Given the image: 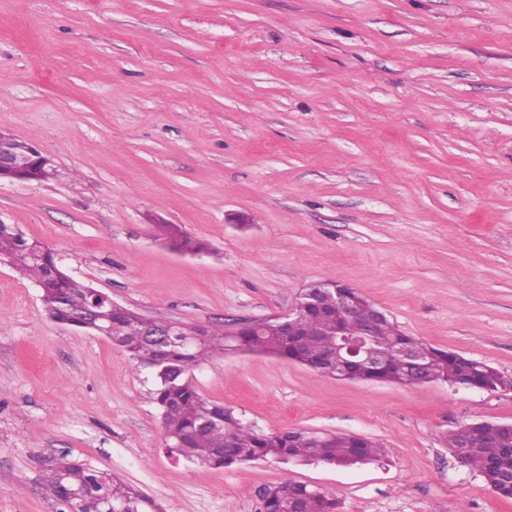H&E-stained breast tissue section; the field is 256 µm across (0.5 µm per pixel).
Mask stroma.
<instances>
[{
  "mask_svg": "<svg viewBox=\"0 0 512 512\" xmlns=\"http://www.w3.org/2000/svg\"><path fill=\"white\" fill-rule=\"evenodd\" d=\"M0 131L55 168L0 180V221L115 303L234 330L339 282L512 378V0H0ZM159 224L207 253L171 250ZM193 381L259 430L359 433L386 456L187 462L151 371L48 318L0 264V512H61L42 488L61 455L150 512H261L286 480L337 493L340 512H512L446 442L512 423V390L236 351Z\"/></svg>",
  "mask_w": 512,
  "mask_h": 512,
  "instance_id": "35a3bbf8",
  "label": "stroma"
}]
</instances>
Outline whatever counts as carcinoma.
<instances>
[{
    "label": "carcinoma",
    "instance_id": "cac0c4a2",
    "mask_svg": "<svg viewBox=\"0 0 512 512\" xmlns=\"http://www.w3.org/2000/svg\"><path fill=\"white\" fill-rule=\"evenodd\" d=\"M0 138L14 141L24 156V163L10 173V179H47L49 164L32 144L2 132ZM156 228L158 236L175 251L207 252L205 243L188 237L177 224H158ZM0 262L39 286L44 310L51 319L94 331L92 323L76 319L88 306L93 288L72 278L41 241L21 233L13 224L0 222ZM108 320L112 341L128 352L137 366L151 369L155 377L153 399L161 411L171 451L213 468L256 460L352 466L378 462L385 455L378 441L359 434H333L318 444L308 429L259 431L233 408L205 398L198 392L192 373L200 362L226 350L277 356L336 379L346 374L350 380L406 386L414 377L413 366L404 354L407 349L424 355L419 375L422 384L440 382L451 387L475 385L496 390L502 379L488 363L408 335L389 318L376 327L377 336L387 345L379 367L371 368L358 358L335 362L330 354L346 315L334 306L307 308L287 333L270 332L262 324L243 326L228 334L182 323L179 335L203 337L202 344L192 349L172 336L161 341L146 336L140 314L127 307L110 309ZM447 443L453 456L482 477L496 496L512 500V428L500 422H470L452 430ZM44 487L58 502L67 491H80L82 512H95L104 499L112 500L114 508L125 512H145V500L111 473L75 465L63 457L45 472ZM287 505L299 512H339L340 500L333 492L287 481L263 497L262 512H282Z\"/></svg>",
    "mask_w": 512,
    "mask_h": 512
}]
</instances>
